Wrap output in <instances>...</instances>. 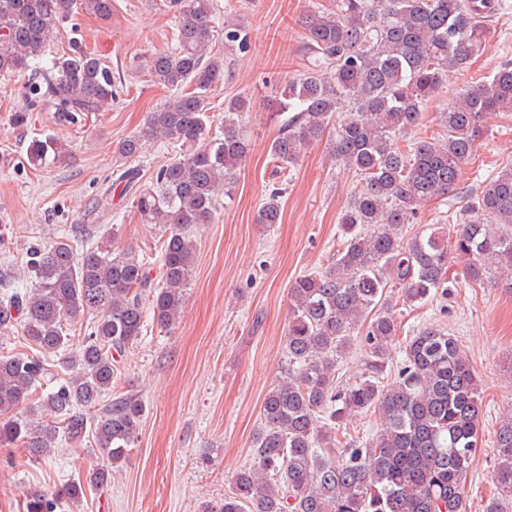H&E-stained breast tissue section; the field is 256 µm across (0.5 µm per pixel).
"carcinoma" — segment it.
I'll return each instance as SVG.
<instances>
[{"mask_svg":"<svg viewBox=\"0 0 512 512\" xmlns=\"http://www.w3.org/2000/svg\"><path fill=\"white\" fill-rule=\"evenodd\" d=\"M179 23L171 45L150 56L151 81L171 95L147 115L139 133L121 141V160L138 157L144 139L180 143L184 151L161 165L135 191L141 219L162 233L161 280L145 259L87 240L30 250L34 284L0 299V333H17L38 356L0 352V447L28 461L49 457L60 441L95 437L100 457L85 479L54 493L23 491L25 512H59L81 501L85 486L112 481V465L127 459L145 406L135 396L104 397L117 388L116 356L135 344L147 318L162 329L179 320L192 281L195 246L188 230L209 223L219 192L230 193L250 144L239 117L248 106H224V130L206 124L208 98L224 84L216 43L217 0H166ZM496 0H334L309 8L303 28L311 67L295 75L275 100L289 113L270 147L280 168L295 166L318 142L357 185L341 215L342 248L322 271L290 287L287 371L266 394L253 437L255 462L231 480V493L204 512H466L465 483L476 452L483 395L480 379L458 340L443 327H421L403 347V362L384 379L398 333L396 307L416 306L448 290L456 259L466 278H501L512 290V167L473 193L455 231L436 224L402 234L419 210L459 183L490 115L512 110V64L456 96L439 113L443 134L401 146L424 118V105L485 47V23ZM78 8L108 18L112 0H0V77L25 78V107L11 121L24 126L46 103L63 124L106 109L119 94L112 68L79 46L59 54L57 23ZM224 51L247 55L251 36L226 19ZM65 155L59 138L27 146L37 167ZM275 190L258 223L280 221ZM89 318L88 334L65 363L67 380L47 392V358L67 352L64 322ZM364 336L365 369L336 385V366L352 337ZM28 406L29 415L17 414ZM379 415L382 428L367 442L340 438L355 414ZM343 446L341 460L331 450ZM493 479L512 499V413L497 432Z\"/></svg>","mask_w":512,"mask_h":512,"instance_id":"carcinoma-1","label":"carcinoma"}]
</instances>
